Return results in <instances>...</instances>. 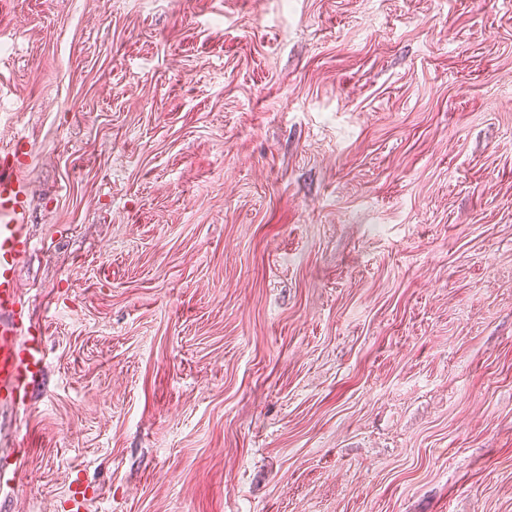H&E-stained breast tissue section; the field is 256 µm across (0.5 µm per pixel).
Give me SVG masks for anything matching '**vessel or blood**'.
I'll list each match as a JSON object with an SVG mask.
<instances>
[{"mask_svg": "<svg viewBox=\"0 0 512 512\" xmlns=\"http://www.w3.org/2000/svg\"><path fill=\"white\" fill-rule=\"evenodd\" d=\"M27 183L15 149L0 150V404L14 402L44 366V342L18 346L16 265L32 242L27 233Z\"/></svg>", "mask_w": 512, "mask_h": 512, "instance_id": "1", "label": "vessel or blood"}]
</instances>
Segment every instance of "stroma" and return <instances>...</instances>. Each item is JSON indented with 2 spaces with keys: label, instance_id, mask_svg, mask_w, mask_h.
<instances>
[{
  "label": "stroma",
  "instance_id": "obj_1",
  "mask_svg": "<svg viewBox=\"0 0 512 512\" xmlns=\"http://www.w3.org/2000/svg\"><path fill=\"white\" fill-rule=\"evenodd\" d=\"M2 146L0 512H512V0H0ZM16 148L0 150V404L12 403L44 366L43 337L16 343L19 301L18 260L32 246L27 233V183L20 175Z\"/></svg>",
  "mask_w": 512,
  "mask_h": 512
}]
</instances>
